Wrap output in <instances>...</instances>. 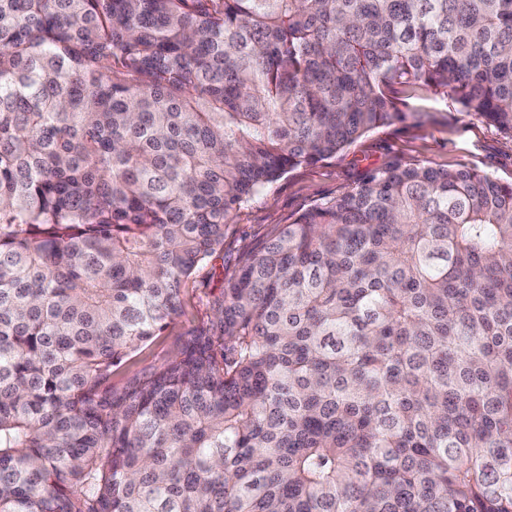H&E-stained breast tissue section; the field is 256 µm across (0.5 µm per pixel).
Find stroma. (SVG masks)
<instances>
[{
	"instance_id": "stroma-1",
	"label": "stroma",
	"mask_w": 512,
	"mask_h": 512,
	"mask_svg": "<svg viewBox=\"0 0 512 512\" xmlns=\"http://www.w3.org/2000/svg\"><path fill=\"white\" fill-rule=\"evenodd\" d=\"M405 121L379 127L336 157L290 170L266 193L237 210L224 235V250L213 256L185 289L183 313L162 336L123 365L126 376L161 363L174 353L181 337L211 315L209 300L224 286L239 261L279 224L311 205L335 197L376 169L394 161L436 168H475L504 182L512 181V138L457 110L450 100L425 96L407 100Z\"/></svg>"
}]
</instances>
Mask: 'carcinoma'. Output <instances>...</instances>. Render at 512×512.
<instances>
[{
	"instance_id": "1",
	"label": "carcinoma",
	"mask_w": 512,
	"mask_h": 512,
	"mask_svg": "<svg viewBox=\"0 0 512 512\" xmlns=\"http://www.w3.org/2000/svg\"><path fill=\"white\" fill-rule=\"evenodd\" d=\"M420 93L512 138V0H0V512H512V182L477 169L310 206L112 381L233 212Z\"/></svg>"
}]
</instances>
